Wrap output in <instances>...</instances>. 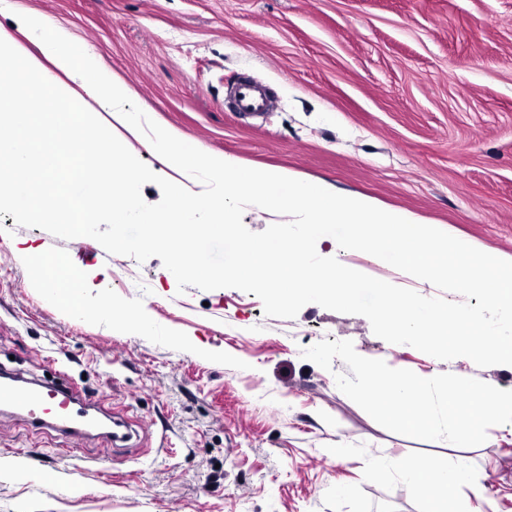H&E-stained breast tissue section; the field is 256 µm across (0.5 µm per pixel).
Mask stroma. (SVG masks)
<instances>
[{
    "instance_id": "35a3bbf8",
    "label": "stroma",
    "mask_w": 512,
    "mask_h": 512,
    "mask_svg": "<svg viewBox=\"0 0 512 512\" xmlns=\"http://www.w3.org/2000/svg\"><path fill=\"white\" fill-rule=\"evenodd\" d=\"M61 28L144 112L192 146L281 169L446 226L512 258V0H0V29L39 56L20 15ZM260 83L262 113L233 83ZM81 272L80 311L38 282L20 250ZM320 255L415 290L440 291L328 236ZM430 378L512 390V366L436 359L377 337L360 315L305 305L266 316L234 288L177 283L87 238L82 248L0 214V368L66 375L133 438L89 440L80 480L60 435L0 408V512H432L404 473L466 467L453 512H512V424L460 447L393 433L301 356L321 340Z\"/></svg>"
}]
</instances>
